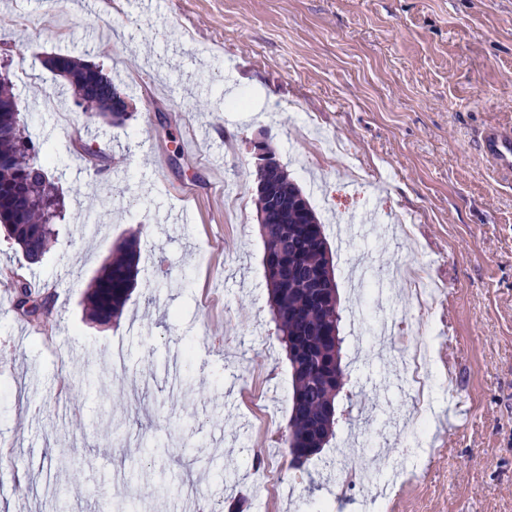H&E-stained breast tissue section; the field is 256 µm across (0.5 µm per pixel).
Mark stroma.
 Wrapping results in <instances>:
<instances>
[{"mask_svg": "<svg viewBox=\"0 0 512 512\" xmlns=\"http://www.w3.org/2000/svg\"><path fill=\"white\" fill-rule=\"evenodd\" d=\"M0 68L33 140L50 153L66 217L43 260L27 264L0 231V278L18 273L49 298V323L0 298V512H365L321 461L290 467L291 372L272 320L250 141L265 135L309 193L335 253L340 305L368 320L412 313L405 282L383 298L353 279L357 262L422 265L452 291L424 328L442 412L422 434L428 456L389 512H512V180L478 147L512 126V0H0ZM100 65L130 96L132 117L106 125L44 68L50 54ZM357 152L312 156L303 118ZM242 208H225L224 187ZM375 211L362 235L346 220ZM408 218L404 249L385 218ZM138 232L140 273L116 322L86 316L85 293L115 245ZM354 248L337 252L342 237ZM348 377L327 458L358 448L380 474L403 461L413 431L401 386L403 346L342 321ZM123 350L109 426L84 391L86 369ZM466 410L455 432L447 412ZM237 468L227 481L218 470ZM278 470L268 495L258 466ZM200 487L187 497V484Z\"/></svg>", "mask_w": 512, "mask_h": 512, "instance_id": "obj_1", "label": "stroma"}]
</instances>
